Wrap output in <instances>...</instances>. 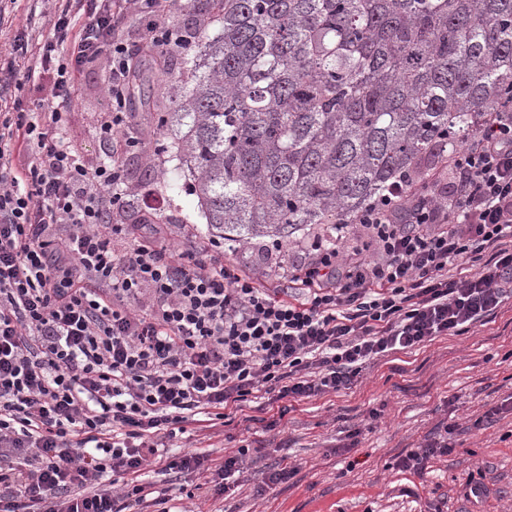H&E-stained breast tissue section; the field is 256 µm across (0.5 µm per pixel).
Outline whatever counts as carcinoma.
<instances>
[{
	"label": "carcinoma",
	"instance_id": "1",
	"mask_svg": "<svg viewBox=\"0 0 512 512\" xmlns=\"http://www.w3.org/2000/svg\"><path fill=\"white\" fill-rule=\"evenodd\" d=\"M202 2L163 126L228 246L335 239L512 93V0Z\"/></svg>",
	"mask_w": 512,
	"mask_h": 512
}]
</instances>
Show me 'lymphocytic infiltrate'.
Wrapping results in <instances>:
<instances>
[{"label": "lymphocytic infiltrate", "instance_id": "f902f5d3", "mask_svg": "<svg viewBox=\"0 0 512 512\" xmlns=\"http://www.w3.org/2000/svg\"><path fill=\"white\" fill-rule=\"evenodd\" d=\"M36 56L15 37L0 113V512H132L146 466L222 480L241 456H166L160 433L232 422L271 395V431L292 404L357 387L364 366L496 317L512 298V98L439 169L401 179L357 222L371 258L315 240L287 287L176 251L112 214L123 195L126 92L136 57L190 39L173 0H53ZM85 24H77V16ZM149 36L128 38L130 18ZM110 58L109 162L86 167L66 138L77 76ZM36 111H28V100ZM126 238V253L112 248ZM475 269L463 276V264ZM452 427L397 466L418 477L452 449Z\"/></svg>", "mask_w": 512, "mask_h": 512}]
</instances>
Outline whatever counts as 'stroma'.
<instances>
[{"instance_id": "1", "label": "stroma", "mask_w": 512, "mask_h": 512, "mask_svg": "<svg viewBox=\"0 0 512 512\" xmlns=\"http://www.w3.org/2000/svg\"><path fill=\"white\" fill-rule=\"evenodd\" d=\"M52 13L51 0H0V66L11 60L14 36H23L33 50L43 45ZM108 66L104 59L82 73L67 115L68 141L89 167L107 160L100 124L112 110ZM168 104L158 91L149 105L131 108V132L145 147L125 157L126 192L114 222L140 223L146 205L162 198L164 208L148 225L149 234L205 261L237 265L268 287L282 286L283 272L314 238L325 236V225L284 238H255L236 253L217 256L192 178L181 170L162 127ZM487 402L506 404L504 417L488 429L473 428ZM289 419L273 431L233 423L201 432L189 424L168 439L174 454L217 461L247 449L235 491L186 497L157 464L147 467L145 479L166 489L167 512H512V299L492 322L412 354H389L363 370L354 390L301 402ZM441 422L455 428L451 452L434 458L423 478L403 479L399 457ZM283 459L293 475L266 485ZM472 479L482 482V498L470 496Z\"/></svg>"}]
</instances>
